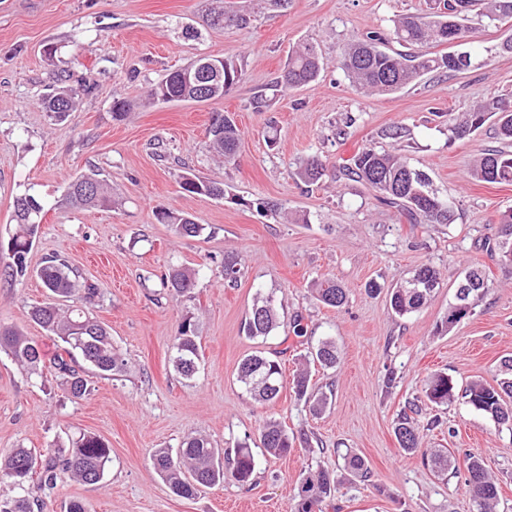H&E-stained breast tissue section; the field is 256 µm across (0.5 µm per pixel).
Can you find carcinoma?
Instances as JSON below:
<instances>
[{
    "label": "carcinoma",
    "instance_id": "obj_1",
    "mask_svg": "<svg viewBox=\"0 0 512 512\" xmlns=\"http://www.w3.org/2000/svg\"><path fill=\"white\" fill-rule=\"evenodd\" d=\"M477 0H443V10L429 16L406 15L395 21L393 39L400 45H448L442 55L407 56L384 47L383 38L369 32L355 44L344 50L343 67L354 86L387 94L403 89L418 81L424 74L445 69L460 72L471 65L468 51L454 49V44L473 42L471 29L466 25L470 7ZM484 16L491 23L512 19V0H490ZM210 28H222L230 23L244 27L248 19L243 14L224 15V7L210 9L206 18ZM199 61L167 74L153 85L149 97L155 102L220 100L235 85L243 80L244 73L234 62L224 61L221 74L206 98H201L193 83L184 74L195 72ZM320 73V59L314 46L303 44L288 57L287 65L276 78L275 86L293 89L306 86L316 80ZM87 86L61 85L42 99L45 111L52 114L75 111L77 100ZM493 119L501 139L512 142V103L495 100L476 105L455 117L448 113V132L454 139H463L479 130ZM208 136L211 147L224 156V161L234 160L240 139V131L230 116L213 118ZM326 165L317 157H307L299 162L297 177L307 185L316 184L325 175ZM340 177L360 182L375 193L377 200L396 209L410 224H452L455 210L448 198L431 187L429 175L410 167L403 148L381 151L368 144L348 159L337 165ZM473 178L480 182L512 184V152L494 150L475 160L471 170ZM90 180L95 186L92 193L78 186ZM66 203L75 208L104 207L110 203L108 190L98 174L91 172L68 184ZM44 205L33 194H24L14 201L13 221L16 230L7 242L12 256L11 277L21 279L28 274L27 255L37 237ZM156 220L169 224L183 237H198L203 225L191 217L177 214L165 207L155 210ZM512 244V209L504 211L499 218L496 235L484 242L483 248L490 254L503 258L500 242ZM241 269L237 260L224 257V281L228 286L238 283ZM38 278L46 288L49 301L30 306L28 314L48 335L60 342L59 350L51 361L54 377L65 391L75 399L88 392L83 365H88L98 374L114 376L123 372L125 360L116 353L112 335L102 323L80 308H64L62 302L83 287L85 298L94 299L98 288L88 282L79 281V273L67 260L52 256L44 261L37 271ZM196 270L189 267L172 268L161 278V286L173 297L190 292L196 283ZM440 285L439 271L431 265H423L406 280L390 289V306L395 314L405 316L424 308L434 297ZM488 288V279L477 268L465 271L455 293V301L448 305V315L441 328L451 331L471 314L476 301ZM316 298L326 306L338 308L347 302V292L336 281L325 279L314 283ZM276 326V309L270 296L259 297L245 317L243 330L249 337H266ZM12 356L17 365L29 376L43 378V353L38 341L16 328L0 326V350ZM173 366L185 378L192 377L198 369L199 344L191 319H184L173 339ZM338 361L336 344L330 339L320 342L310 353L306 363L322 368H333ZM501 365L507 377L498 386L472 381L458 389L448 374L435 372L425 383L426 399L437 406L462 400L473 409L488 416L499 426L512 427V357H505ZM238 378L246 391L261 403L275 402L284 387L281 363L261 353L246 356L239 365ZM310 376L307 368L293 374L292 390L299 401L312 403V411L321 410L327 396L312 399L309 392ZM399 447L406 453L421 451V427L408 413H403L394 429ZM260 444L271 456L283 457L294 448L295 437L288 434L280 422L267 420L260 432ZM427 464L440 476L464 472L463 489L471 495L478 512H493L499 499V489L490 477L484 462L476 456L460 461L450 449L434 450L423 454ZM344 468L352 476L365 478L368 468L357 454L343 457ZM111 462V449L94 433L83 432L69 443L65 453L59 454L48 448L41 455L28 448H14L0 459V475L9 479L21 494L0 498V512H34L40 506L36 492L52 490L65 478L80 483L95 485L105 474ZM154 470L169 484L172 492L181 498L193 497L201 487H210L224 482V463L218 449L204 436L186 438L175 451L160 449L152 455ZM255 460L252 448L247 443L238 445L233 459L231 475L241 485H250L254 480ZM336 492V477L332 471L318 466L304 471L297 492L295 512H318L319 507Z\"/></svg>",
    "mask_w": 512,
    "mask_h": 512
}]
</instances>
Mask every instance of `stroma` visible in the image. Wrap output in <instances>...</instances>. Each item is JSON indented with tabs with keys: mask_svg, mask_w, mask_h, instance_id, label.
Wrapping results in <instances>:
<instances>
[{
	"mask_svg": "<svg viewBox=\"0 0 512 512\" xmlns=\"http://www.w3.org/2000/svg\"><path fill=\"white\" fill-rule=\"evenodd\" d=\"M250 17L246 27L203 29L191 38L214 0H0V242L15 231L13 202L24 192L45 207L28 254V276L8 274L0 251V325L38 339L46 358L57 351L29 316L44 298L35 271L58 255L94 283L99 295L70 303L88 308L112 334L126 361L113 377L88 372L91 392L68 396L55 381L27 377L0 351V455L23 447L64 448L91 432L108 442L112 461L95 485L63 480L41 492L44 512H65L72 500L87 512H294L301 473L323 466L336 475V493L323 512H476L460 488L462 476L436 477L420 454L402 451L394 435L407 401L419 396L436 369L464 385H497L500 360L512 355V266L500 264L480 243L493 236L499 216L512 208V185L479 182L470 174L488 149H507L492 124L471 137L448 136V113L499 97L512 101V19L488 24L471 12L478 41L467 71L435 70L416 84L378 96L357 91L342 67L344 48L375 31L390 36L395 18L424 14L436 0H225ZM315 44L317 80L291 91L273 82L293 46ZM201 55L234 59L244 80L218 101L152 103L150 86ZM89 82L76 112L58 121L40 101L60 84ZM261 105H254L255 96ZM131 112L115 118L112 103ZM233 117L241 133L234 162L210 148L215 115ZM346 125L337 138L338 125ZM407 128L405 153L432 186L454 204V224H410L361 184L324 176L309 187L296 179L295 163L319 156L326 163L371 144L390 150L387 133ZM97 172L112 202L73 209L62 205L66 186ZM223 184L217 200L184 192L185 172ZM278 202L280 215L262 213L255 199ZM165 206L192 216L199 237L175 234L158 223ZM308 223L296 224L292 215ZM241 268L236 287L224 283V257ZM441 272L432 301L404 318L370 282L389 284L422 265ZM177 266L197 271L191 293L174 298L160 278ZM485 270L490 287L470 316L452 331L439 325L466 269ZM332 279L348 292L339 308L320 303L314 282ZM274 294L277 327L251 338L244 319L258 294ZM307 333H293L295 316ZM192 318L200 344L193 378L171 362L173 338ZM335 341V368L310 370L313 391L328 405L313 414L283 388L273 404L256 402L237 380L247 355L258 352L294 370L319 341ZM395 384H388V374ZM281 422L297 442L287 456L260 446L266 419ZM426 448L483 459L499 487L497 512H512V431L498 430L462 403L425 407ZM206 436L233 452L253 446L252 485L225 476L223 484L185 499L154 471L159 448H179L187 437ZM360 455L368 479L350 476L342 457Z\"/></svg>",
	"mask_w": 512,
	"mask_h": 512,
	"instance_id": "35a3bbf8",
	"label": "stroma"
}]
</instances>
